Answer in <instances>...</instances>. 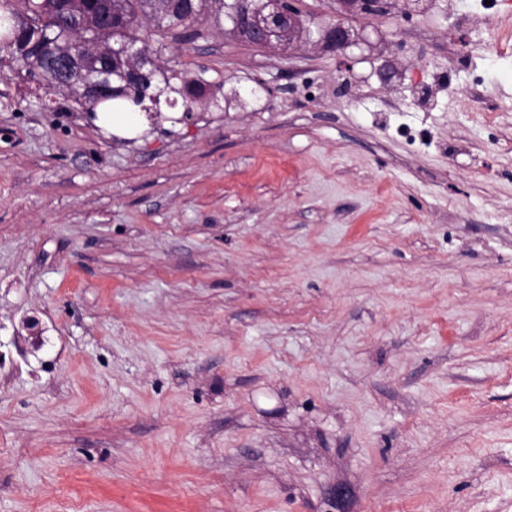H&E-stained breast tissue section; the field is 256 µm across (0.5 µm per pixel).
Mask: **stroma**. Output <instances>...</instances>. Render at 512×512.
<instances>
[{
  "label": "stroma",
  "instance_id": "35a3bbf8",
  "mask_svg": "<svg viewBox=\"0 0 512 512\" xmlns=\"http://www.w3.org/2000/svg\"><path fill=\"white\" fill-rule=\"evenodd\" d=\"M483 2L357 18L344 56L143 24L224 98L125 139L0 49V512H512Z\"/></svg>",
  "mask_w": 512,
  "mask_h": 512
}]
</instances>
